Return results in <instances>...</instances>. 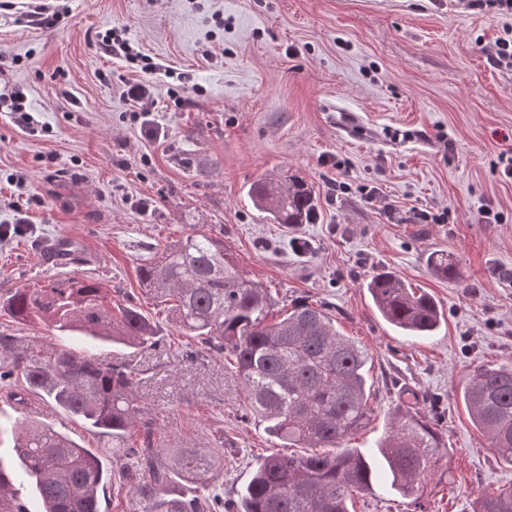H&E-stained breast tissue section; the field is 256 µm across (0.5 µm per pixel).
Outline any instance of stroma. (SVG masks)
I'll return each instance as SVG.
<instances>
[{
	"instance_id": "35a3bbf8",
	"label": "stroma",
	"mask_w": 512,
	"mask_h": 512,
	"mask_svg": "<svg viewBox=\"0 0 512 512\" xmlns=\"http://www.w3.org/2000/svg\"><path fill=\"white\" fill-rule=\"evenodd\" d=\"M39 2L0 0V88L19 87L36 119L26 129L0 111V225L30 226L0 239V293L88 276L113 303L140 308L157 345L59 336L4 316L0 333L34 352L133 364L154 447L211 451L225 501L238 500L275 441L246 416L223 356L181 335L139 279L180 238L217 236L280 303L325 306L368 350L373 413L348 447L375 454L397 407L434 414L447 449L422 498L378 482L354 512H472L482 493L512 487V465L462 400L480 366H512V178L502 174L512 69L486 53L512 41V15L457 0H53L38 25ZM110 30L160 71L104 55ZM141 85L145 121L129 95ZM292 175L314 188L320 211L296 229L263 218L246 195L255 180ZM423 211L448 221L419 223ZM65 235L80 242L69 260L50 248ZM435 253L458 278L433 271ZM381 269L435 299V335H400L377 315L364 283ZM25 419L99 456L112 476L101 512L130 503L117 475L142 428L118 448L53 403L30 393L20 404L0 388V422Z\"/></svg>"
}]
</instances>
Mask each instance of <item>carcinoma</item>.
<instances>
[{
  "label": "carcinoma",
  "instance_id": "cac0c4a2",
  "mask_svg": "<svg viewBox=\"0 0 512 512\" xmlns=\"http://www.w3.org/2000/svg\"><path fill=\"white\" fill-rule=\"evenodd\" d=\"M247 195L276 224L297 228L317 215L311 186L297 177L258 179ZM439 275L453 279L448 256L432 260ZM148 292L166 305L183 335L203 348L233 358L244 392L245 413L265 424L279 450L265 456L236 504L224 503L212 457L186 451L154 464L151 428L146 448L124 449L132 464L122 473L128 492L143 512H350L354 495L370 492L382 480L404 498H419L422 484L446 450L426 415L398 409L372 465L345 441L372 414L366 390L368 353L336 329L324 308L295 303L270 320L277 302L269 289L248 279L224 249V241L189 234L156 261L139 268ZM381 317L406 336H429L443 312L391 271L365 283ZM0 314L20 325L40 324L58 336H85L115 344L151 348L155 325L139 309L112 308L100 285L84 277L51 280L39 288H15L0 296ZM0 351L11 356L8 373L26 387L79 417L101 433L121 439L137 426L143 407L136 373L126 364L105 362L70 348L31 354L12 336H0ZM475 427L495 454L512 465V367L478 369L463 391ZM11 434V455H0V498L14 495L12 512H100V492L108 481L99 458L70 437L44 425L0 423ZM285 448H322V453L288 454ZM203 481L191 497L171 493L173 480ZM39 498L33 511L25 490ZM476 512H512V488L482 495Z\"/></svg>",
  "mask_w": 512,
  "mask_h": 512
}]
</instances>
